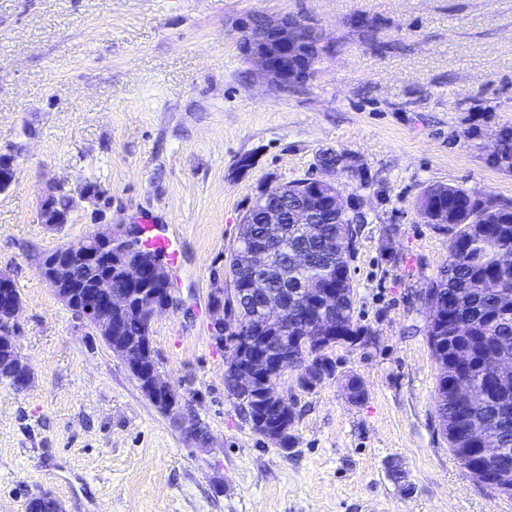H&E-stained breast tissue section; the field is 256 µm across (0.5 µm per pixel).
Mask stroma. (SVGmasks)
Here are the masks:
<instances>
[{
	"label": "stroma",
	"mask_w": 512,
	"mask_h": 512,
	"mask_svg": "<svg viewBox=\"0 0 512 512\" xmlns=\"http://www.w3.org/2000/svg\"><path fill=\"white\" fill-rule=\"evenodd\" d=\"M292 15L323 49L308 81L257 79L240 18ZM21 150L0 194V269L20 292L15 336L35 379L0 382V512L53 495L63 512H512L466 474L436 413L437 365L421 302L448 239L416 209L432 185L512 204V0H0V148ZM331 179L365 217L351 262L367 346L336 345L313 389L288 370L294 445L257 435L224 386L209 331L260 191ZM112 197L115 224L176 233L177 309L151 342L184 413H160L124 363L40 276L43 254L92 233L39 220L54 183ZM358 377L365 397L347 389ZM207 430L208 446L188 436Z\"/></svg>",
	"instance_id": "stroma-1"
}]
</instances>
